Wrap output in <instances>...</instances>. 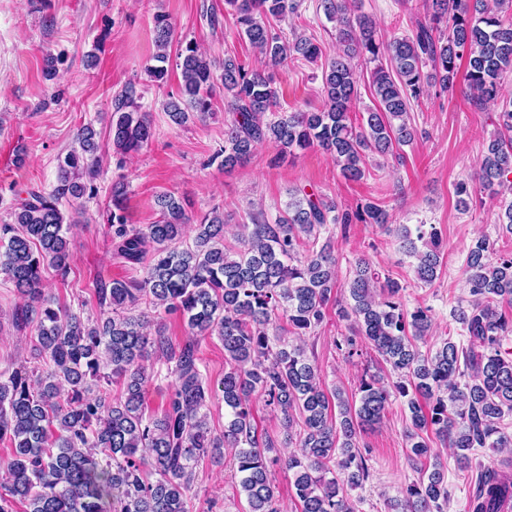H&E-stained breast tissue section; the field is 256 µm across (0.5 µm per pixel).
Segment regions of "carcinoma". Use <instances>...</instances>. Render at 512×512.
Segmentation results:
<instances>
[{
  "instance_id": "obj_1",
  "label": "carcinoma",
  "mask_w": 512,
  "mask_h": 512,
  "mask_svg": "<svg viewBox=\"0 0 512 512\" xmlns=\"http://www.w3.org/2000/svg\"><path fill=\"white\" fill-rule=\"evenodd\" d=\"M325 16L336 22L339 51L325 58L324 107L317 111L277 114L279 93L274 71L290 59L314 61L323 50L304 34L289 39L272 28L297 13L299 0H224L235 12L240 31L268 68L250 67L224 57L221 85L230 121L224 123V166L245 162L262 143L281 157L314 147L329 154L348 181L361 180L367 159L393 155L412 143L411 101L430 88L451 93L458 79L481 105L499 104L497 133L477 172L491 194L512 174V99L502 83L512 73V0H431L428 21L410 36L381 39L374 19L355 10L351 0H322ZM157 52L145 70L153 81L166 79L172 25L155 16ZM466 66H461V63ZM371 66L368 82L376 100L358 119L351 108L360 86L358 65ZM182 84L165 102L171 122L182 126L211 112L215 74L211 60L189 41L176 56ZM115 153H137L153 139L148 113L140 110L135 90L127 88L111 114ZM87 125L79 147L58 159V183L49 193L32 189L12 212L13 223L0 226V274L28 297L16 320L30 324L38 345L35 358L47 365L38 377L20 367L0 379V442L12 448L0 463V512H187L194 464L209 456L223 459L235 449V465L248 512H279V494L271 467L279 458L274 441L258 431L253 394L282 414L285 440L299 452L285 466L293 472L300 512H357L344 487L368 477L358 450L360 433L382 420L391 398L405 399L411 430L407 438L414 460L431 448L423 433L433 430L454 449L457 464L467 469L478 448L512 446V356L502 354L512 336V253L492 256L493 244L478 238L466 259L470 299L454 309V318L469 337L464 346L450 338L433 352L417 342L432 325L430 309L411 310L402 302V286L380 278L366 259L352 276L338 280L330 224L388 223L382 205L369 201L350 212L320 194L296 189L274 222L261 213L250 216L252 229L244 248L224 243V214L217 209L194 218L174 196H157L159 218L140 229L128 224V186L112 182L107 223L117 253L139 264L151 255L146 276L138 282L114 281L109 289L112 314L88 323L73 312L48 305L41 292L42 271H66L70 254L65 237L67 216L62 201L96 194L99 143ZM194 224L192 245L176 246L185 225ZM403 253L415 260L414 275L423 285L437 279L442 262L441 236L433 224L397 229ZM350 302L336 299L338 289ZM143 303L180 314L191 334L172 343L157 327L154 337L131 311ZM355 325L399 381L389 390L371 376L361 380L358 400L339 389L326 393L318 367L305 351L281 342V319L295 336L322 325L329 307ZM216 336L224 346L227 369L221 382L227 425L214 434L205 409L213 389L198 366V338ZM153 347L173 364L175 384L158 417L146 418L142 361ZM118 382L123 395L112 398L107 386ZM337 414H332V409ZM303 420L294 434V414ZM502 470L480 475L472 512H499L501 499L512 496V475ZM156 475L148 480L147 473ZM448 480L439 468L427 480L406 486L394 500V512H444Z\"/></svg>"
}]
</instances>
